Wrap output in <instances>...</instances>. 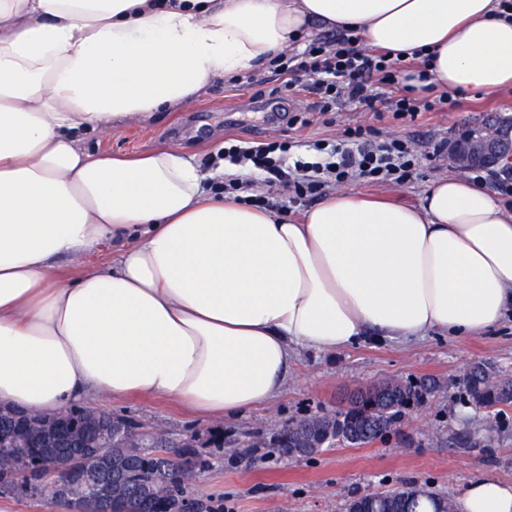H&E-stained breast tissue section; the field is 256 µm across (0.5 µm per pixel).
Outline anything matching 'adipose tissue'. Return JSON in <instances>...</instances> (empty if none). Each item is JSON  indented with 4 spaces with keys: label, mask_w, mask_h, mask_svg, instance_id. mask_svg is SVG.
Returning <instances> with one entry per match:
<instances>
[{
    "label": "adipose tissue",
    "mask_w": 512,
    "mask_h": 512,
    "mask_svg": "<svg viewBox=\"0 0 512 512\" xmlns=\"http://www.w3.org/2000/svg\"><path fill=\"white\" fill-rule=\"evenodd\" d=\"M498 0H0V407L103 395L208 417L275 400L302 351L478 336L512 312V206L462 177L416 205L344 190L299 221L205 191L179 150L92 154L91 133L187 105L291 38L358 30L434 52L445 90L512 88ZM115 242L100 267L84 260ZM76 269L63 278L58 260ZM456 512H512L472 481Z\"/></svg>",
    "instance_id": "1"
}]
</instances>
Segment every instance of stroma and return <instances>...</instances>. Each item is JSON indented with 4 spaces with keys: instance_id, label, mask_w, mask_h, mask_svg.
Here are the masks:
<instances>
[{
    "instance_id": "obj_1",
    "label": "stroma",
    "mask_w": 512,
    "mask_h": 512,
    "mask_svg": "<svg viewBox=\"0 0 512 512\" xmlns=\"http://www.w3.org/2000/svg\"><path fill=\"white\" fill-rule=\"evenodd\" d=\"M273 78L270 68L262 66L242 78L214 79L181 109L156 113L145 124H124L109 139L86 135L83 144L103 155L178 148L208 174L215 170L217 156L231 144L274 141L287 148L290 158L311 160L316 143H338L345 128L366 119L379 138L414 137L428 154L405 181L371 184L355 178L348 181V188L367 194L392 190L399 200L416 203L436 178L452 172L437 152L440 144L491 116L512 115V89L491 95L462 91L454 108L423 112L412 122L389 113L369 119L346 108L314 112L310 96L303 91L290 98L289 112L257 111V96L270 91ZM477 361L512 373L511 318L479 336L366 340L335 354L302 353L279 398L241 415L202 418L164 397L114 402L102 396L95 403L114 415L161 429L173 440L196 433L201 439L199 450L211 466L200 475L193 492L223 499L233 512H346L353 497L411 483L455 498L479 477L512 482V407L501 414L464 408L462 389L455 382L461 371ZM421 376L435 377L441 383L439 390L388 441L330 448L309 458L272 454L260 445L261 439L288 421L343 406L359 390L388 379ZM489 421L497 428L490 441L482 431ZM216 427L224 430L220 448L205 441L208 431Z\"/></svg>"
}]
</instances>
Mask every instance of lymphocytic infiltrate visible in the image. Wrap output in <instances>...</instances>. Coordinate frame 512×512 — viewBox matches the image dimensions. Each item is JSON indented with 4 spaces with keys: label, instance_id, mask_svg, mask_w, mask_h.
<instances>
[{
    "label": "lymphocytic infiltrate",
    "instance_id": "lymphocytic-infiltrate-1",
    "mask_svg": "<svg viewBox=\"0 0 512 512\" xmlns=\"http://www.w3.org/2000/svg\"><path fill=\"white\" fill-rule=\"evenodd\" d=\"M360 42L356 30L339 28L308 40L303 49L277 55L273 71L280 81L273 87L272 97L285 99L303 87L312 96L314 109L320 112L348 106L376 117L391 112L400 119L454 107L451 92L437 91L428 84V60L415 65L386 53L364 50ZM411 70L417 71L424 82L421 91L401 83L403 74ZM345 134L350 147L331 149L317 162L289 161L274 142L231 145L225 148L224 159L233 165L251 163L255 178L279 185L300 199L353 177L372 182L403 180L418 164V153L409 141L378 140L374 129L361 124L347 128Z\"/></svg>",
    "mask_w": 512,
    "mask_h": 512
}]
</instances>
